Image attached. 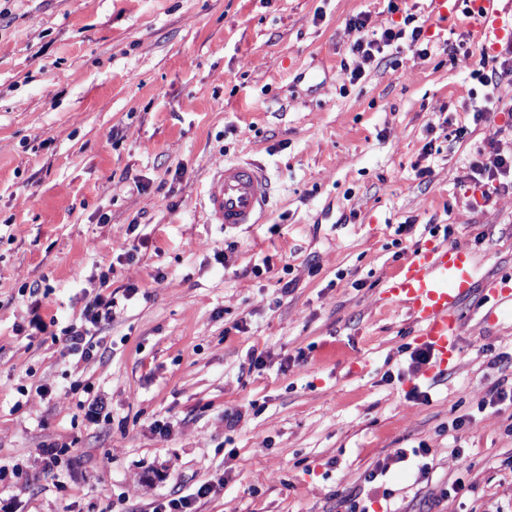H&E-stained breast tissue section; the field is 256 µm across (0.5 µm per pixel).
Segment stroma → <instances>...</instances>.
<instances>
[{"label":"stroma","mask_w":512,"mask_h":512,"mask_svg":"<svg viewBox=\"0 0 512 512\" xmlns=\"http://www.w3.org/2000/svg\"><path fill=\"white\" fill-rule=\"evenodd\" d=\"M400 7L0 0V462L16 468L0 512H152L207 481L196 512H512V403L476 405L512 383V311L482 319L486 282L512 278V194L473 203L471 180L489 139L512 153V76L491 92L474 77L463 11L436 25L429 0ZM405 11L427 56L405 39L353 52L350 17L381 29ZM226 160L266 168L262 223L204 222ZM443 241L478 283L461 358L433 375L383 280ZM104 288L92 359L24 333L34 307L80 323Z\"/></svg>","instance_id":"35a3bbf8"}]
</instances>
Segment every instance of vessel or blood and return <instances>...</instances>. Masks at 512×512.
Returning a JSON list of instances; mask_svg holds the SVG:
<instances>
[{"mask_svg": "<svg viewBox=\"0 0 512 512\" xmlns=\"http://www.w3.org/2000/svg\"><path fill=\"white\" fill-rule=\"evenodd\" d=\"M461 3L482 44L512 37V15L498 9V0H430L432 19L446 23ZM269 202L270 182L262 167L227 162L218 165L206 183L203 212L207 223L233 230L259 223ZM474 271L467 249L436 243L413 249L384 279L385 299L413 323L415 339L430 350L435 372L447 371L460 356L459 307L475 286Z\"/></svg>", "mask_w": 512, "mask_h": 512, "instance_id": "obj_1", "label": "vessel or blood"}]
</instances>
